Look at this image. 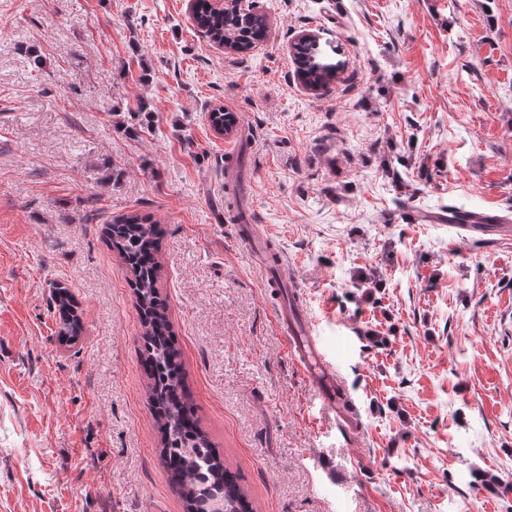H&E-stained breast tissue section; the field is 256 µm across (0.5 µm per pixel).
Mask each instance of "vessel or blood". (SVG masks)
Listing matches in <instances>:
<instances>
[{
  "instance_id": "1",
  "label": "vessel or blood",
  "mask_w": 512,
  "mask_h": 512,
  "mask_svg": "<svg viewBox=\"0 0 512 512\" xmlns=\"http://www.w3.org/2000/svg\"><path fill=\"white\" fill-rule=\"evenodd\" d=\"M277 324L290 355L316 388L323 405L335 412L337 427L343 431L351 429L353 423L344 410L346 393L337 383L335 373L329 369L325 354L311 329L303 324L300 310L294 306L282 310L277 316Z\"/></svg>"
}]
</instances>
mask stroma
Masks as SVG:
<instances>
[{"mask_svg":"<svg viewBox=\"0 0 512 512\" xmlns=\"http://www.w3.org/2000/svg\"><path fill=\"white\" fill-rule=\"evenodd\" d=\"M244 3L270 28L238 55L189 0H0V512H184L102 236L130 211L163 230L199 425L251 512H512V237L422 219L512 222V0ZM305 33L340 47L328 89L295 76ZM243 222L285 258L359 436L289 356L288 289ZM448 215L451 219L450 221H454L457 224L463 225L464 228H468L475 231H484L488 228H492L498 224H468L470 220L475 217V211L465 209L463 207L457 206H448ZM491 232L503 233L510 232L509 226H495ZM54 308L57 310L62 329L60 331L61 341L71 343L81 336V320L75 312L71 298L65 292L59 291L54 298Z\"/></svg>","mask_w":512,"mask_h":512,"instance_id":"stroma-1","label":"stroma"}]
</instances>
